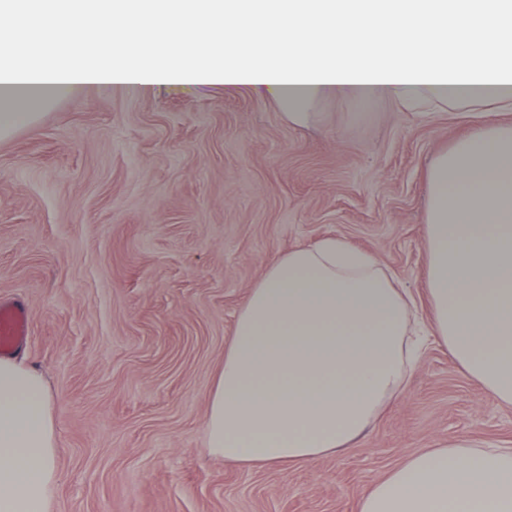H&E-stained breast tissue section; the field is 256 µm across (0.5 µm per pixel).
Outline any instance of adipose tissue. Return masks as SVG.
<instances>
[{
	"mask_svg": "<svg viewBox=\"0 0 512 512\" xmlns=\"http://www.w3.org/2000/svg\"><path fill=\"white\" fill-rule=\"evenodd\" d=\"M175 11L170 64L98 53L86 33ZM65 58L0 56V137L92 85H242L303 123L327 99L451 102L512 112V0H69ZM270 38L217 52L220 19ZM425 245L428 325L369 253L338 238L270 261L239 310L209 395L212 454L250 468L305 466L347 450L403 389L427 344L512 406V125L488 123L437 157ZM45 375L0 358V512H50L58 483ZM356 512H512V448H426L377 482Z\"/></svg>",
	"mask_w": 512,
	"mask_h": 512,
	"instance_id": "adipose-tissue-1",
	"label": "adipose tissue"
}]
</instances>
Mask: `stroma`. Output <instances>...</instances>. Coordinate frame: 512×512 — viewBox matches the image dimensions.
Listing matches in <instances>:
<instances>
[{
  "label": "stroma",
  "instance_id": "obj_1",
  "mask_svg": "<svg viewBox=\"0 0 512 512\" xmlns=\"http://www.w3.org/2000/svg\"><path fill=\"white\" fill-rule=\"evenodd\" d=\"M289 124L245 89L91 86L0 138V303L53 394V512H356L410 455L512 446V408L430 345L345 453L249 469L207 448L208 399L267 263L336 237L374 254L427 311L428 170L488 120L329 99Z\"/></svg>",
  "mask_w": 512,
  "mask_h": 512
}]
</instances>
